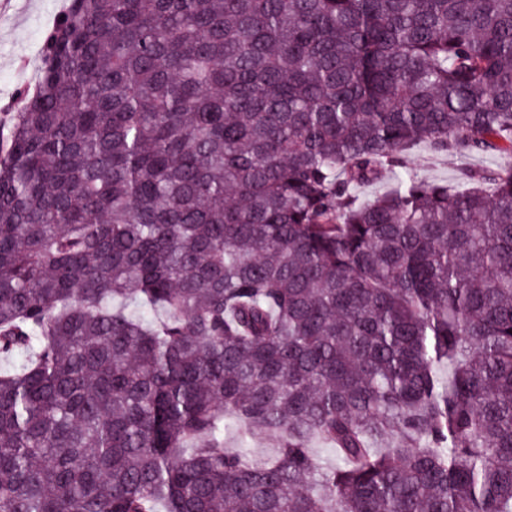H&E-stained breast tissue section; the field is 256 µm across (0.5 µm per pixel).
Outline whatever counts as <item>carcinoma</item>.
I'll return each instance as SVG.
<instances>
[{"instance_id": "1", "label": "carcinoma", "mask_w": 512, "mask_h": 512, "mask_svg": "<svg viewBox=\"0 0 512 512\" xmlns=\"http://www.w3.org/2000/svg\"><path fill=\"white\" fill-rule=\"evenodd\" d=\"M419 146L512 155V0H70L0 123V512H512V171ZM511 163V158L499 155L435 156L423 147L416 149L410 158V165L419 178L437 182L448 181L449 185H456L457 178L463 169H502Z\"/></svg>"}]
</instances>
